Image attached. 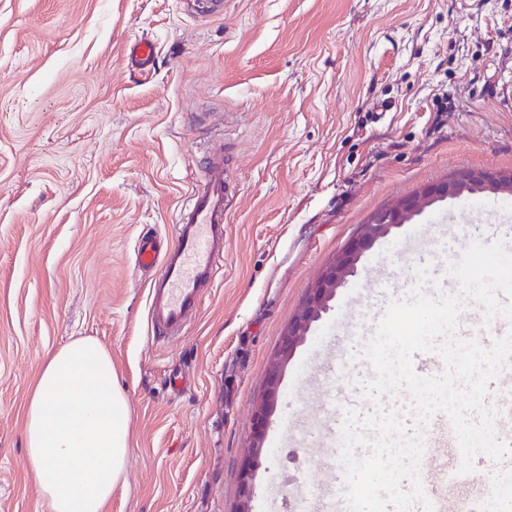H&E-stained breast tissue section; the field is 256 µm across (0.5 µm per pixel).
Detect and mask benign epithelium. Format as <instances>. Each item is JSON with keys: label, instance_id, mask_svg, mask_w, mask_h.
<instances>
[{"label": "benign epithelium", "instance_id": "7a95c632", "mask_svg": "<svg viewBox=\"0 0 512 512\" xmlns=\"http://www.w3.org/2000/svg\"><path fill=\"white\" fill-rule=\"evenodd\" d=\"M478 191L512 197V170L486 172L461 169L444 182L425 186L415 194L378 210L325 267L288 322L281 335L280 347L269 363L264 393L254 406L252 432L247 456L240 468L239 494L234 512H253L257 470L260 459L267 452V428L280 399L281 382L289 361L327 312L337 290L354 276L365 253L376 242L389 236L394 227L408 223L434 203L447 198L462 199Z\"/></svg>", "mask_w": 512, "mask_h": 512}]
</instances>
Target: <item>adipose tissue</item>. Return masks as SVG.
<instances>
[{"instance_id":"1","label":"adipose tissue","mask_w":512,"mask_h":512,"mask_svg":"<svg viewBox=\"0 0 512 512\" xmlns=\"http://www.w3.org/2000/svg\"><path fill=\"white\" fill-rule=\"evenodd\" d=\"M128 428L107 349L77 338L49 354L28 400L25 433L48 512H104L124 477Z\"/></svg>"}]
</instances>
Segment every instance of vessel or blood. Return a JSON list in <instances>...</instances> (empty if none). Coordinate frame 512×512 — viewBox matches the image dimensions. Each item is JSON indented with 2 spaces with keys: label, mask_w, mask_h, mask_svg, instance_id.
I'll return each mask as SVG.
<instances>
[{
  "label": "vessel or blood",
  "mask_w": 512,
  "mask_h": 512,
  "mask_svg": "<svg viewBox=\"0 0 512 512\" xmlns=\"http://www.w3.org/2000/svg\"><path fill=\"white\" fill-rule=\"evenodd\" d=\"M156 57L154 43L141 38L132 43L126 56L129 68L149 76ZM229 164L222 151L210 153L203 175L196 179L176 213L174 243L160 252L153 237L141 238L134 252V266L141 272H153L148 284V315L155 332L175 337L181 334L189 318L200 308L205 288L211 287L224 261V217L234 193ZM413 368L422 376L442 373L444 362L428 352L413 356ZM496 410L497 436L512 443V396L489 392ZM367 415L373 407L358 389H349L343 398L327 407L323 425L330 442H339L346 410ZM424 430V454L420 480L433 512H450L446 496L450 487L468 488L472 475L459 474L458 441L449 418L435 414ZM346 484L342 465L332 464L320 481L294 488L290 500L296 512H351L345 498Z\"/></svg>",
  "instance_id": "obj_1"
}]
</instances>
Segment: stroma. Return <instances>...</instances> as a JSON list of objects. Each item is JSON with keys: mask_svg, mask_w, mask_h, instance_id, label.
Here are the masks:
<instances>
[{"mask_svg": "<svg viewBox=\"0 0 512 512\" xmlns=\"http://www.w3.org/2000/svg\"><path fill=\"white\" fill-rule=\"evenodd\" d=\"M149 37L150 77L125 48ZM223 144L236 185L224 262L196 316L155 343L139 237ZM463 168L512 169V0H0V512H46L24 452L49 353L91 337L129 408L105 512H234L252 412L283 329L377 210ZM512 251V197L436 203L392 229L291 359L254 512L328 460L312 353L366 347L388 305L474 241ZM389 275L372 282L374 267Z\"/></svg>", "mask_w": 512, "mask_h": 512, "instance_id": "1", "label": "stroma"}]
</instances>
